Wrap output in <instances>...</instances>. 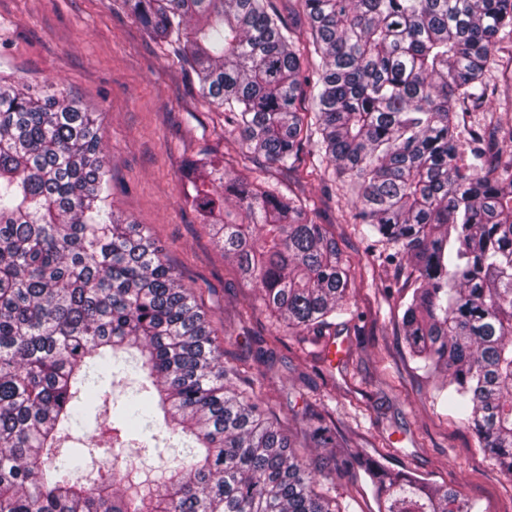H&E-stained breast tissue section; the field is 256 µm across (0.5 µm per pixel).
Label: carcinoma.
Wrapping results in <instances>:
<instances>
[{"mask_svg": "<svg viewBox=\"0 0 512 512\" xmlns=\"http://www.w3.org/2000/svg\"><path fill=\"white\" fill-rule=\"evenodd\" d=\"M300 2L304 33L272 0H122L181 48L244 160L288 170L317 136L310 168L332 165L388 262L416 273L398 318L410 354L511 477L512 126L487 112L464 142L458 109L489 97L512 0ZM101 125L69 95L0 78V512H347L315 491L350 465L347 441L310 409L309 445L329 449L316 466L234 386L194 289L110 210ZM184 179L288 331L324 336L349 311L363 274L310 205L213 154ZM163 431L180 450L146 487L136 460ZM101 446L112 467L88 469L81 448ZM361 466L377 512H478L452 487Z\"/></svg>", "mask_w": 512, "mask_h": 512, "instance_id": "obj_1", "label": "carcinoma"}]
</instances>
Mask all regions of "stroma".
<instances>
[{"label":"stroma","instance_id":"1","mask_svg":"<svg viewBox=\"0 0 512 512\" xmlns=\"http://www.w3.org/2000/svg\"><path fill=\"white\" fill-rule=\"evenodd\" d=\"M0 71L25 86L51 83L101 113L111 210L140 224L194 288L224 363L259 386L284 429L299 435L305 402L317 403L352 447L390 469L455 487L479 512H512V480L441 405L435 380L409 356L396 313L413 273L386 263L388 246L353 224L350 191L331 169L310 171L305 160L288 172L246 168L238 133L202 97L180 50L149 39L119 0H0ZM486 79L494 90L488 110L512 125L511 38L499 41ZM205 148L223 155L233 175L265 178L309 204L363 274L351 313L337 321L341 360L327 361L325 339L304 332L284 335L274 368L257 359L260 342L279 323L259 307L255 285L225 261L216 230L183 200L184 165ZM329 493L351 500L350 512H375L371 487L356 467L338 470Z\"/></svg>","mask_w":512,"mask_h":512}]
</instances>
